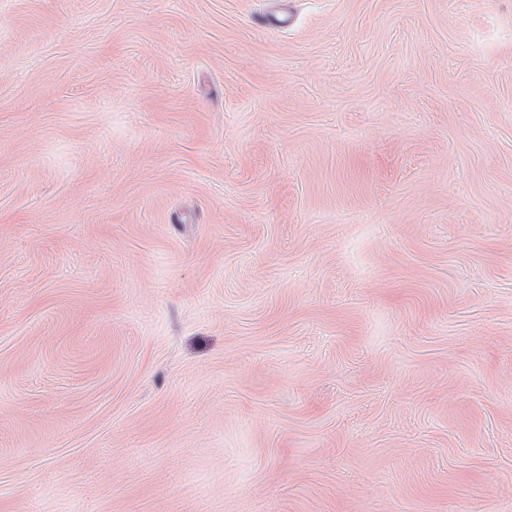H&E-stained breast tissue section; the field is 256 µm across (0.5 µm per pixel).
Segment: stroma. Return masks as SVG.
<instances>
[{
	"label": "stroma",
	"mask_w": 512,
	"mask_h": 512,
	"mask_svg": "<svg viewBox=\"0 0 512 512\" xmlns=\"http://www.w3.org/2000/svg\"><path fill=\"white\" fill-rule=\"evenodd\" d=\"M0 0V512H512V0Z\"/></svg>",
	"instance_id": "1"
}]
</instances>
